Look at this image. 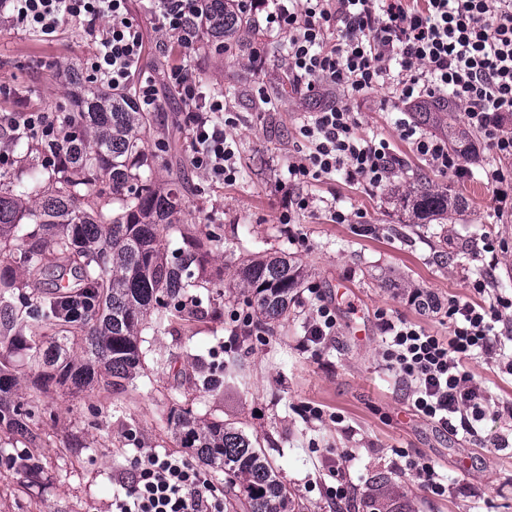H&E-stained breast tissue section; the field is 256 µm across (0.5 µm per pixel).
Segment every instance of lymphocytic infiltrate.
<instances>
[{
	"label": "lymphocytic infiltrate",
	"mask_w": 512,
	"mask_h": 512,
	"mask_svg": "<svg viewBox=\"0 0 512 512\" xmlns=\"http://www.w3.org/2000/svg\"><path fill=\"white\" fill-rule=\"evenodd\" d=\"M130 0H0V18L14 28L52 38L68 20L82 21L93 44L81 62L85 82L114 91L134 87L142 111H154L158 88L141 69V24ZM205 0H147L146 13L184 46L198 37ZM241 12L265 13V29L286 38L288 72L305 96L392 89L402 102L443 96L478 131L498 158H512V134L501 121L512 112V0H237ZM192 144L191 162L212 182L235 183L240 168L224 133V96L204 93L191 59L174 66ZM0 131L62 143L63 121L46 112H1ZM402 138L432 166L463 179L470 170L446 141L400 121ZM309 155L288 168L289 184L342 176L381 187L400 166L389 143L359 133L353 113L331 102L308 113L299 128ZM448 337L422 326L386 320L384 356L409 381V410L451 434L479 438L490 404L487 391L465 370L468 360L493 353L497 305L457 297L448 301ZM120 481L111 512H224V494L188 458L143 451Z\"/></svg>",
	"instance_id": "f902f5d3"
}]
</instances>
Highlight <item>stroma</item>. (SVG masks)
Returning <instances> with one entry per match:
<instances>
[{"label":"stroma","instance_id":"35a3bbf8","mask_svg":"<svg viewBox=\"0 0 512 512\" xmlns=\"http://www.w3.org/2000/svg\"><path fill=\"white\" fill-rule=\"evenodd\" d=\"M131 9L145 26L141 65L153 73L159 89L152 140L166 138L183 122V104L165 75L188 55L204 92L225 96V131L236 142L241 168L235 184H212L191 166L184 140L176 154L159 160L158 182L177 175L193 189L171 240L200 234L210 222L222 224L224 248L212 253L211 269L257 251L285 252L305 267L308 287L274 332L258 337L229 319L241 306L239 289L219 284L214 311L173 320L150 336L153 352L164 355L167 366L145 367L134 380L113 388L42 384L43 368L30 353L0 343V356L14 370L16 398L25 402L35 394L41 404L28 422L32 438L0 426V444H16L36 465L27 471L0 460V512H108L117 488L114 477L138 449L190 456L175 428L178 411L258 437L303 512H336L324 487L338 475L351 487L353 512H370L372 500L379 512L389 507L395 512H512V414L507 411L512 309L496 326L500 351L465 365L498 405L479 424L488 447H475L465 435L411 415L409 388L382 356L384 318L448 334L444 311L419 310L406 283L444 304L453 296L473 299L470 283L481 274L489 282L485 301L512 297V212H499L482 182L485 170L512 168V158L498 159L473 131L465 157L472 179L434 168L397 130L399 119L411 117L412 105L377 89L350 105L360 132L387 138L402 167L375 191L337 177L292 186L293 195L310 198L313 205L295 223H279L285 192L278 184L287 181L288 167L303 145L301 120L315 109L304 95L280 91L288 68L283 40H268L260 31L242 36L227 53L198 44L186 49L146 18L140 0H132ZM91 47L79 21L67 23L50 41L0 22V90H10L0 93V113L73 110L81 88L69 75ZM416 173L459 199L455 222L414 219L407 194ZM332 205L362 214V222H329L326 211ZM489 243L494 252H486ZM312 285L335 307L337 330L307 351L302 340L315 310ZM223 362L234 364L238 385L203 391L202 373ZM306 404L321 408L323 418L306 416ZM496 439L501 447H493ZM408 453L434 464L449 483L447 496H431L409 474Z\"/></svg>","mask_w":512,"mask_h":512}]
</instances>
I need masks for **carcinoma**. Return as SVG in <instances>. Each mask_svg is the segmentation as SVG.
Here are the masks:
<instances>
[{"label":"carcinoma","instance_id":"obj_1","mask_svg":"<svg viewBox=\"0 0 512 512\" xmlns=\"http://www.w3.org/2000/svg\"><path fill=\"white\" fill-rule=\"evenodd\" d=\"M207 35L229 42L248 32L251 22L232 0H209ZM420 125L445 128L454 113L431 103L415 113ZM66 142L49 145L27 139L8 141L23 153V167L0 182V258L19 251V260L35 277L52 271L55 282L45 295L29 291L33 283L0 272V299L10 323L7 343L29 350L33 337L23 329L49 327L67 342L80 332L82 355L59 359L43 355L52 372L47 380L116 386L134 378L152 353L147 335L175 318L204 314L214 282L207 271L212 252L224 247L221 224L205 225L202 237H182L169 249L164 231L180 223L185 196L176 184L156 185L153 176L163 155L177 150L178 138L149 146L152 113L129 95L92 92L65 115ZM420 217H446L459 203L418 173L409 191ZM243 303L257 315V328L271 332L305 280L304 268L283 254L257 252L228 267ZM13 375L0 361V424L30 418L37 398L15 404L5 394ZM176 430L190 448L224 472V512H290L293 492L284 484L256 439L229 423L209 422L188 412L177 415Z\"/></svg>","mask_w":512,"mask_h":512}]
</instances>
